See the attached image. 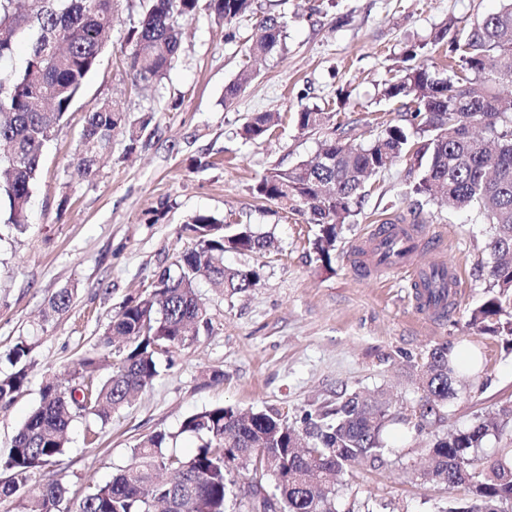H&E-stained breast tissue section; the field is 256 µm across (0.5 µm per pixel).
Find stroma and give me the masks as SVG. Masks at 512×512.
<instances>
[{
	"label": "stroma",
	"mask_w": 512,
	"mask_h": 512,
	"mask_svg": "<svg viewBox=\"0 0 512 512\" xmlns=\"http://www.w3.org/2000/svg\"><path fill=\"white\" fill-rule=\"evenodd\" d=\"M140 2L117 0L96 67L43 147L26 231L0 222V373L11 370L6 354L14 343L32 346L25 387L0 404V453L39 404L49 374L85 357L111 364L115 350L104 331L120 304L192 248L181 227L206 212L275 237L274 251L224 257L230 267L260 268V282L233 296L200 282L209 324L198 343L164 355L153 384L107 422L74 417L65 452L32 487L61 483L67 502H76L92 484L110 481L142 438L158 431L177 434V453L191 455L200 440L179 428L206 408L274 407L299 426L339 394L368 391L385 393L402 421L385 433L384 466H356L338 482L339 512H443L447 489L418 475L426 448L512 405V341L466 326L468 311L487 296L489 225L443 203L423 205L421 262L440 261L462 274L455 307L433 319L415 310L408 273L376 276L355 259L378 224L408 215L420 169L402 159L370 178L362 209L344 225L327 266L313 249L315 227L306 215L259 201L250 188L275 166L315 156L330 138L327 129L299 134L294 112L336 113L352 144L398 122L400 112L377 92L395 75L405 45L497 11L501 0H256L259 13L287 21L283 45L259 58L248 53L254 20L227 25L201 8L178 20L184 38L175 68L143 89L133 86L125 60ZM246 67L254 79L225 101L226 86ZM116 97L131 117L152 116L160 132L142 135L132 151L126 136L115 135L95 175L81 177L74 157L85 116ZM262 112L278 114L277 125L264 142H244L239 128ZM153 211L161 214L154 224ZM63 288L73 294L69 309L42 321ZM461 340L480 355L479 377L442 406L436 423L418 429V374L433 348ZM216 371L223 379L213 380Z\"/></svg>",
	"instance_id": "stroma-1"
}]
</instances>
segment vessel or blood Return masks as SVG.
<instances>
[{
  "instance_id": "b4317fda",
  "label": "vessel or blood",
  "mask_w": 512,
  "mask_h": 512,
  "mask_svg": "<svg viewBox=\"0 0 512 512\" xmlns=\"http://www.w3.org/2000/svg\"><path fill=\"white\" fill-rule=\"evenodd\" d=\"M419 242V228L414 224H381L369 235L361 257L380 272L407 271L414 288L416 307L425 313H435L457 292L458 275H448L441 286H434L433 270L418 267L414 261Z\"/></svg>"
}]
</instances>
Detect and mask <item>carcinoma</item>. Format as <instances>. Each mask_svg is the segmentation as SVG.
Returning <instances> with one entry per match:
<instances>
[{
    "instance_id": "carcinoma-1",
    "label": "carcinoma",
    "mask_w": 512,
    "mask_h": 512,
    "mask_svg": "<svg viewBox=\"0 0 512 512\" xmlns=\"http://www.w3.org/2000/svg\"><path fill=\"white\" fill-rule=\"evenodd\" d=\"M254 4L208 0V9L227 25L254 14ZM198 5L199 0H142L141 18L126 36L135 84L156 83L175 67L181 46L175 20L194 14ZM115 11L116 0H0V200L4 222L19 232L28 224L43 146L97 65ZM256 29L251 51L267 53L281 44L285 22L267 15ZM450 30L444 26L430 40L407 44L403 56L423 58L448 38L451 76L439 79L422 63L398 70L380 91L416 123L389 124L366 144L329 138L314 159L269 171L252 186V194L284 209L302 207L308 223L318 227L313 249L328 265L342 227L361 208L365 181L401 158L414 161L423 172L411 194L426 202L444 196L455 208L474 210L492 225L486 248L496 260L487 271L489 295L471 312L469 325L495 337L512 336V0H502L498 12L451 37ZM25 36L31 38V49L24 64L1 67ZM332 120L331 113L318 107L293 115L301 134L323 130ZM151 121L149 116L131 118L116 100L87 113L77 156L80 172L95 174L116 134L128 135L130 151L146 130L158 134ZM272 126V116H253L239 135L261 142ZM183 230L192 234L195 245L178 260V271L161 270L151 289L128 297L108 325L107 343L121 337L125 345L109 374L92 384L90 405H81L77 392L96 368L93 358L67 371L65 379L45 384L40 404L0 458L11 471L0 497L16 495L63 454L76 415L109 420L159 376L160 353L197 341L209 323L196 293L199 277L230 295L259 283V269L226 267L224 253L276 248L274 237L207 213L191 217ZM453 348L449 343L429 354L420 428L457 395L454 384L470 381L464 374L456 376L450 365ZM30 352L24 340L9 350L14 371L0 375V403L23 389ZM397 422L385 402L366 392H353L315 416L306 414L301 429L272 407L248 414L224 406L205 409L186 417L179 430L202 440L195 454L165 451L174 434L154 432L134 448L131 463L111 481L91 487L75 512H234L233 486L239 481L251 493L247 512H338V477L357 464L382 462L384 431ZM510 427L512 406H504L427 448L429 466L422 477L450 492L463 491L442 512H509L512 448H496L490 455L482 448L489 437ZM268 470L279 474L271 497L262 483ZM65 493L53 482L31 490L23 512H62Z\"/></svg>"
}]
</instances>
